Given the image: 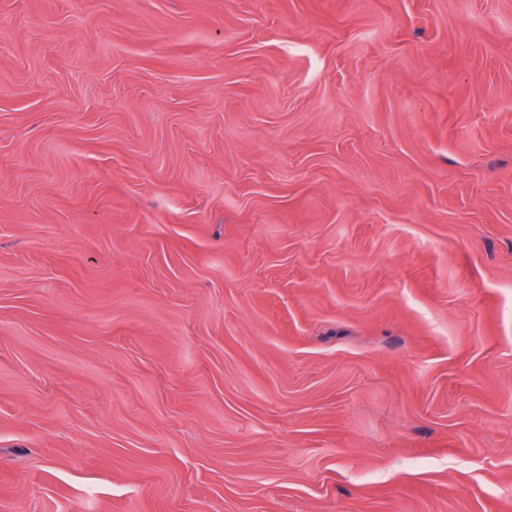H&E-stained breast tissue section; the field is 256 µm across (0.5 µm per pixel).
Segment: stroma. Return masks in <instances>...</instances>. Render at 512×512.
<instances>
[{"label": "stroma", "instance_id": "stroma-1", "mask_svg": "<svg viewBox=\"0 0 512 512\" xmlns=\"http://www.w3.org/2000/svg\"><path fill=\"white\" fill-rule=\"evenodd\" d=\"M0 512H512V0H0Z\"/></svg>", "mask_w": 512, "mask_h": 512}]
</instances>
